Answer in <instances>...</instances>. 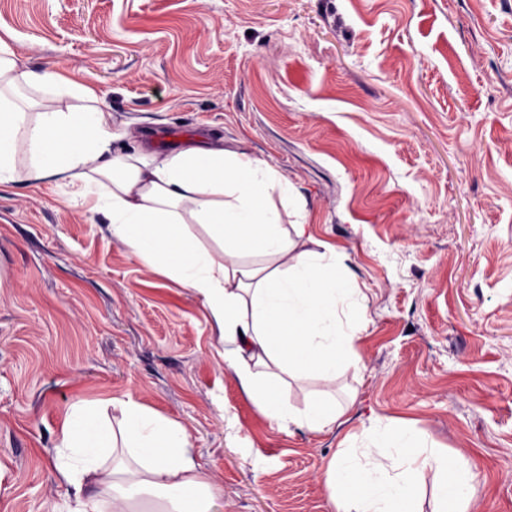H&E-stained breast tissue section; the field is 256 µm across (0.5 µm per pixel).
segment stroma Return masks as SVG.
Returning <instances> with one entry per match:
<instances>
[{"instance_id": "obj_1", "label": "stroma", "mask_w": 512, "mask_h": 512, "mask_svg": "<svg viewBox=\"0 0 512 512\" xmlns=\"http://www.w3.org/2000/svg\"><path fill=\"white\" fill-rule=\"evenodd\" d=\"M0 37L102 97L117 151L176 129L277 168L364 302L356 362L282 382L341 416L286 430L191 290L1 189L0 512H68L62 420L111 397L187 429L224 512H337L324 473L381 421L468 471V512H512V0H0Z\"/></svg>"}]
</instances>
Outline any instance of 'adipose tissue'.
Instances as JSON below:
<instances>
[{"mask_svg": "<svg viewBox=\"0 0 512 512\" xmlns=\"http://www.w3.org/2000/svg\"><path fill=\"white\" fill-rule=\"evenodd\" d=\"M21 181L100 217L133 255L190 289L218 325L225 367L266 419L311 432L335 422V402L296 410L277 380L326 379L352 362L361 297L343 256L312 248L306 202L279 170L220 138L113 151L102 100L56 72L24 68L0 38V187ZM281 201L293 204V224H283ZM111 404L119 418L75 401L61 428L57 472L72 512H224V491L199 471L182 424L130 398ZM427 445L378 424L325 473L337 512H416L426 471L465 506L468 472Z\"/></svg>", "mask_w": 512, "mask_h": 512, "instance_id": "ef3b65f1", "label": "adipose tissue"}]
</instances>
